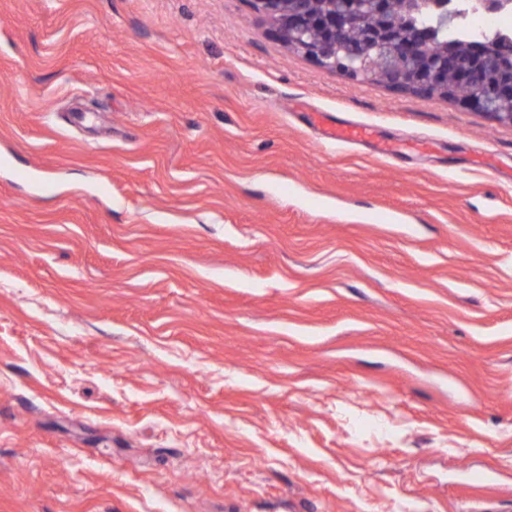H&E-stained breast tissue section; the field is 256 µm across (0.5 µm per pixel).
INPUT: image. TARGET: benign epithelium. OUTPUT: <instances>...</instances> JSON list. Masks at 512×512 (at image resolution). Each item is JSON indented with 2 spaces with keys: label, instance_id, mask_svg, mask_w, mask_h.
<instances>
[{
  "label": "benign epithelium",
  "instance_id": "obj_1",
  "mask_svg": "<svg viewBox=\"0 0 512 512\" xmlns=\"http://www.w3.org/2000/svg\"><path fill=\"white\" fill-rule=\"evenodd\" d=\"M359 2L376 19V24L366 34L368 40L393 47L397 57L412 62L411 67L390 64L373 72L359 63L361 50L358 47H351L343 55L337 54V42L353 25V15L337 8L336 0H253V6L265 17L278 41L327 71L339 72L351 79H379L397 92L448 96V61L458 56L457 49L444 46L433 58L425 59L423 54L432 41V33L456 26L466 16V11L450 12L434 0H404V11L408 16L427 7L431 8V13L426 27L410 28L406 38L400 40L396 37L398 23L389 16V0ZM455 82L473 88V92L463 98L465 104L497 123L512 126V112L499 108L501 104L512 102V78L496 86L483 87L477 83L472 68L466 66L456 71Z\"/></svg>",
  "mask_w": 512,
  "mask_h": 512
}]
</instances>
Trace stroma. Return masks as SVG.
<instances>
[{
    "mask_svg": "<svg viewBox=\"0 0 512 512\" xmlns=\"http://www.w3.org/2000/svg\"><path fill=\"white\" fill-rule=\"evenodd\" d=\"M0 512H512V127L251 0H0Z\"/></svg>",
    "mask_w": 512,
    "mask_h": 512,
    "instance_id": "35a3bbf8",
    "label": "stroma"
}]
</instances>
